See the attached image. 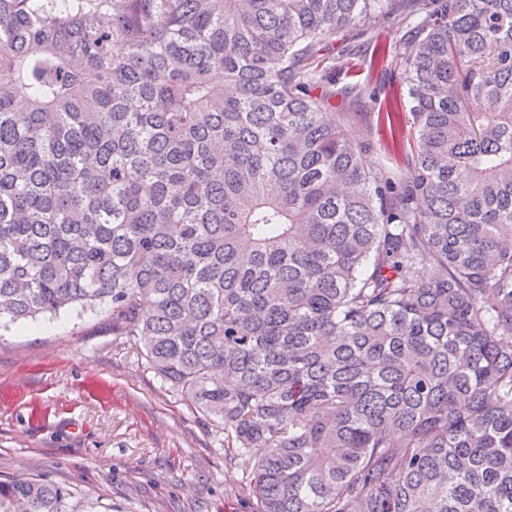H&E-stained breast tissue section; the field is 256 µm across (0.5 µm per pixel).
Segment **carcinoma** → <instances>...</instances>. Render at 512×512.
<instances>
[{
    "mask_svg": "<svg viewBox=\"0 0 512 512\" xmlns=\"http://www.w3.org/2000/svg\"><path fill=\"white\" fill-rule=\"evenodd\" d=\"M377 17L392 176L312 94ZM99 306L256 512H512V0H0V324Z\"/></svg>",
    "mask_w": 512,
    "mask_h": 512,
    "instance_id": "carcinoma-1",
    "label": "carcinoma"
}]
</instances>
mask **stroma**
<instances>
[{
  "mask_svg": "<svg viewBox=\"0 0 512 512\" xmlns=\"http://www.w3.org/2000/svg\"><path fill=\"white\" fill-rule=\"evenodd\" d=\"M404 29L379 18L331 43L328 105L389 174L412 160L411 114L382 125L399 74L371 58ZM224 448L223 427L155 374L133 338L113 335L105 310L0 330V480H51L95 512H254V460Z\"/></svg>",
  "mask_w": 512,
  "mask_h": 512,
  "instance_id": "obj_1",
  "label": "stroma"
}]
</instances>
